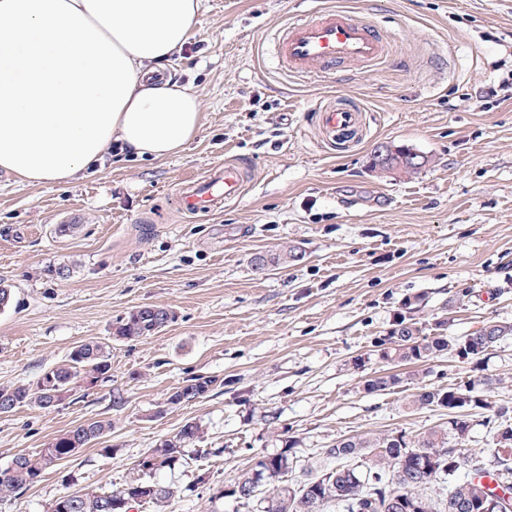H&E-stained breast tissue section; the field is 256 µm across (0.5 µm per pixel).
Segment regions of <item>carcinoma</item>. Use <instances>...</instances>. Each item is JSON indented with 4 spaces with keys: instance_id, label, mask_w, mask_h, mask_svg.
<instances>
[{
    "instance_id": "carcinoma-1",
    "label": "carcinoma",
    "mask_w": 512,
    "mask_h": 512,
    "mask_svg": "<svg viewBox=\"0 0 512 512\" xmlns=\"http://www.w3.org/2000/svg\"><path fill=\"white\" fill-rule=\"evenodd\" d=\"M428 163L427 157L412 149L390 144L375 158L373 167L388 173H410ZM292 258L293 250L286 248L256 261L255 271L288 263ZM172 319L171 312L163 307L135 308L116 322L113 337L138 341L159 333ZM444 326L445 322H439L435 333L422 336L413 318L403 315L389 336L377 342L379 358L395 366L425 363L443 355L481 360L512 337V324L504 322H489L479 331L458 338L445 334ZM111 372L108 344L81 343L72 347L62 364L44 370L32 382L0 388V400L9 403V413L24 406L49 410L76 389L92 387ZM495 382L485 376L466 385L419 388L407 398V407L446 409L447 422L413 439L391 434L340 439L326 449L332 465L309 466V478L300 483L288 479L298 463L294 442L288 440L284 447L252 459L235 480L233 497L255 512H384L382 506L394 499L403 501L400 512H477L472 504L485 496H501L512 502V411L488 400L487 393ZM213 383L206 378L188 379L169 395L167 404L196 400ZM403 383L400 374L385 372L366 379L363 389L379 394L394 391ZM475 415L482 418L495 439L488 464L469 447ZM111 429L110 421L94 419L58 435L35 454L16 455L0 469V498L39 482L48 470L104 438ZM200 439L201 426L187 421L173 436L140 456L125 484L115 489L71 492L59 497L51 512H129L133 503L162 504L178 489L157 482L155 475L205 454L206 449L195 447ZM435 486L440 490L438 500L428 495Z\"/></svg>"
}]
</instances>
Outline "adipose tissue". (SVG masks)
I'll list each match as a JSON object with an SVG mask.
<instances>
[{
  "label": "adipose tissue",
  "instance_id": "ef3b65f1",
  "mask_svg": "<svg viewBox=\"0 0 512 512\" xmlns=\"http://www.w3.org/2000/svg\"><path fill=\"white\" fill-rule=\"evenodd\" d=\"M202 0H0V170L67 184L113 144L178 154L202 127L198 96L164 65Z\"/></svg>",
  "mask_w": 512,
  "mask_h": 512
}]
</instances>
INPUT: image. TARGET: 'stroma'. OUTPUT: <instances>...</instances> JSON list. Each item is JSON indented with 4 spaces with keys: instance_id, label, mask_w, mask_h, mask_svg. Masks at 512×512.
<instances>
[{
    "instance_id": "stroma-1",
    "label": "stroma",
    "mask_w": 512,
    "mask_h": 512,
    "mask_svg": "<svg viewBox=\"0 0 512 512\" xmlns=\"http://www.w3.org/2000/svg\"><path fill=\"white\" fill-rule=\"evenodd\" d=\"M335 6L375 22L390 61L325 78L286 75L272 37L288 20ZM199 97L203 126L180 154L125 152L70 185H26L0 170V387L62 364L81 342L110 343L112 375L53 410L0 414V468L93 419L112 430L0 501V512H50L76 490L116 488L139 456L189 420L207 456L158 474L178 489L131 512H236L224 494L272 431L304 460L363 434L414 436L447 411L407 408L410 385L368 394L382 373L375 342L399 316L464 336L512 323V98H482L512 74V0H203L180 60L166 68ZM341 101L366 131L336 150L315 115ZM428 155L414 174L371 167L380 144ZM251 165L244 196L190 218L179 184L225 161ZM76 218L70 235L55 227ZM296 247L298 261L256 272L258 256ZM69 266L68 275L58 269ZM459 307H449L453 297ZM174 314L158 334L112 337L129 311ZM497 377L492 401L512 408V339L484 359L438 358L423 386ZM212 377L209 392L158 412L176 387ZM205 482H198L199 472Z\"/></svg>"
}]
</instances>
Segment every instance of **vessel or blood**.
<instances>
[{"mask_svg": "<svg viewBox=\"0 0 512 512\" xmlns=\"http://www.w3.org/2000/svg\"><path fill=\"white\" fill-rule=\"evenodd\" d=\"M274 51L288 75L303 77L329 74L345 64L372 67L389 57L390 42L373 21L344 8L324 7L283 26L274 39ZM317 127L324 139L343 145L356 139L361 118L352 107L334 106L319 111ZM246 183V167L228 162L183 181L176 202L189 215L214 214L240 198Z\"/></svg>", "mask_w": 512, "mask_h": 512, "instance_id": "1", "label": "vessel or blood"}]
</instances>
